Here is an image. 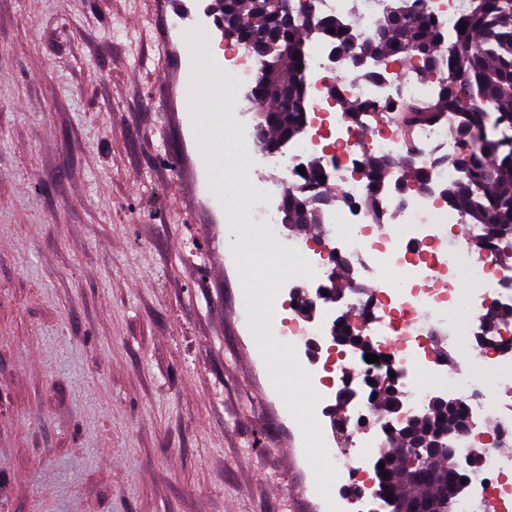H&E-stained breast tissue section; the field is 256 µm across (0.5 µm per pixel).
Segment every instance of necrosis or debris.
<instances>
[{"instance_id":"obj_1","label":"necrosis or debris","mask_w":512,"mask_h":512,"mask_svg":"<svg viewBox=\"0 0 512 512\" xmlns=\"http://www.w3.org/2000/svg\"><path fill=\"white\" fill-rule=\"evenodd\" d=\"M422 9L430 13L451 43L467 9V0H317V13L337 17L349 25L356 39L371 36L386 10ZM331 46L313 40L305 59V91L309 102L300 136L287 151L272 156L257 143L254 124L241 125V145L280 172L278 179H259L254 186L252 212L277 235L283 212L280 201L287 190L301 187L306 178L300 167L311 158L322 163L326 187L334 188V201L324 210L329 234L322 249L308 239H289L287 249L303 257L314 288L312 300L318 315L304 318L289 314L272 322L268 333L278 337L283 351L296 354L303 346L323 344L327 357L314 365L309 378L326 401L347 396L339 418L330 422L324 453L334 468L337 484L347 495L351 512H376L364 474L374 464L372 449L384 447L386 435L366 396L369 383L392 380L400 397L399 419L421 414L433 393L448 388L474 422L471 432L457 445L458 455L479 450L481 460L468 475L467 495L454 512H512V321L504 322L494 344L479 341L470 325L488 303L512 308V266L499 264L494 253L475 257V225H464L460 213L449 206L446 191L462 175L455 160L461 152L457 138L440 120L402 133L393 121L396 108L409 100L436 97L438 82L416 75V64L354 63L330 56ZM225 79L234 89L248 86L260 67L259 59L242 44L224 47ZM355 99L368 112L363 125L350 123L343 101ZM412 153L415 163L429 175L426 186L401 193L389 181L379 193L375 208H366V184L359 173L365 156L400 160ZM392 223V232L380 231ZM455 243L454 253L444 252L442 239ZM357 259L359 274L370 283L368 292H351L342 298L326 296L330 274L327 254ZM350 323L355 333L369 337L368 350L338 346L333 329ZM475 344L477 356L445 367L439 345ZM376 362H366V354ZM494 374L498 386L488 394L481 384Z\"/></svg>"}]
</instances>
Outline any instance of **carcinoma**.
I'll use <instances>...</instances> for the list:
<instances>
[{
    "label": "carcinoma",
    "instance_id": "obj_1",
    "mask_svg": "<svg viewBox=\"0 0 512 512\" xmlns=\"http://www.w3.org/2000/svg\"><path fill=\"white\" fill-rule=\"evenodd\" d=\"M287 0H220L225 26L238 32L267 31L277 53L267 58L263 49L256 50L261 60L252 104L260 107L259 141L273 154L281 144L299 136L308 102L304 89V62L308 44L319 35L336 52H349L354 36L351 28L336 17L321 18L307 10L286 5ZM288 9V27L274 24L275 17ZM466 31L457 33L448 48V73L441 76L439 95L427 105L410 104L399 112L400 124L408 131L422 123L448 118V130L462 145L460 163L466 178L448 190V204L460 212L466 224H481L485 236L476 239L472 248L480 253L489 242L512 240V142L497 138V133L512 129V0H469L462 20ZM442 35L432 19L423 13L395 9L384 15L371 36L359 47L357 61L377 58L406 62L419 59L422 77L428 78L439 66ZM404 187L421 186L424 171L414 166L410 157L397 162ZM392 162L368 156L361 163L367 182L364 202L375 204L376 195L386 182ZM326 193L315 196L299 188L285 196L284 217L298 231L324 228L323 210ZM353 287L350 270L337 267L332 282L334 295L340 296ZM512 309L485 310L482 330L492 335L507 319ZM374 408L389 413L395 409L397 391L390 384H375ZM463 409L452 399L437 405L428 403L426 412L409 422L406 429L387 433V447L378 459L385 461L384 474L377 476L383 494L399 492L407 498L420 493L438 496L442 483L449 482L455 461L446 460L436 475L423 481L417 489L410 483L396 449L424 445L440 434L452 438Z\"/></svg>",
    "mask_w": 512,
    "mask_h": 512
}]
</instances>
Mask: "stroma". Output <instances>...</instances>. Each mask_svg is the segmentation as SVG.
<instances>
[{
	"label": "stroma",
	"instance_id": "obj_1",
	"mask_svg": "<svg viewBox=\"0 0 512 512\" xmlns=\"http://www.w3.org/2000/svg\"><path fill=\"white\" fill-rule=\"evenodd\" d=\"M168 0H0V512H320L316 393L243 301Z\"/></svg>",
	"mask_w": 512,
	"mask_h": 512
}]
</instances>
